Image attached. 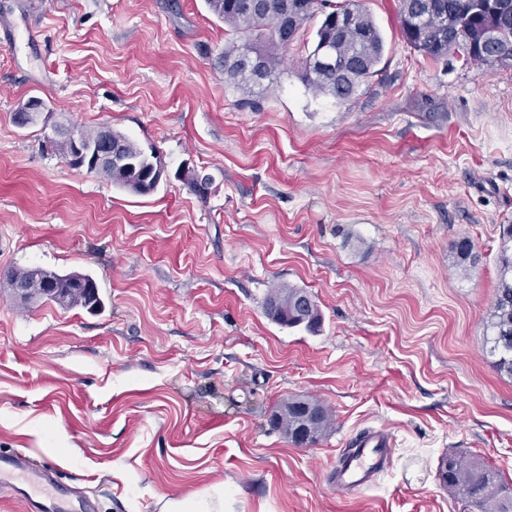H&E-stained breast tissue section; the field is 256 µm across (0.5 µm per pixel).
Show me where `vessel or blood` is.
<instances>
[{
    "mask_svg": "<svg viewBox=\"0 0 512 512\" xmlns=\"http://www.w3.org/2000/svg\"><path fill=\"white\" fill-rule=\"evenodd\" d=\"M394 438L384 428H369L357 435L350 448L339 459L332 475L337 488L363 493L370 490L377 477L388 467ZM15 474H26L33 479L52 485L53 495L43 501L30 499L23 487L10 483ZM9 492L16 498L27 500L31 512H81V501L74 499L63 485L54 483L51 466L32 468L26 456L18 450L0 454V492Z\"/></svg>",
    "mask_w": 512,
    "mask_h": 512,
    "instance_id": "1",
    "label": "vessel or blood"
}]
</instances>
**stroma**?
I'll list each match as a JSON object with an SVG mask.
<instances>
[{
  "label": "stroma",
  "mask_w": 512,
  "mask_h": 512,
  "mask_svg": "<svg viewBox=\"0 0 512 512\" xmlns=\"http://www.w3.org/2000/svg\"><path fill=\"white\" fill-rule=\"evenodd\" d=\"M169 2L0 0V452L54 466L85 512H160L217 483L224 512H462L437 477L451 452L512 483V379L484 344L512 224V64L427 59L399 0H362L385 49L353 99L298 77L315 18L282 74L235 89L231 29L205 0ZM32 97L49 116L18 126ZM59 125L110 126L169 178L141 196L72 169ZM35 267L92 276L102 310L21 303L9 274ZM280 285L312 296L319 332L267 317ZM294 398L333 414L315 445L269 424ZM372 426L391 466L337 489L340 448Z\"/></svg>",
  "instance_id": "35a3bbf8"
}]
</instances>
